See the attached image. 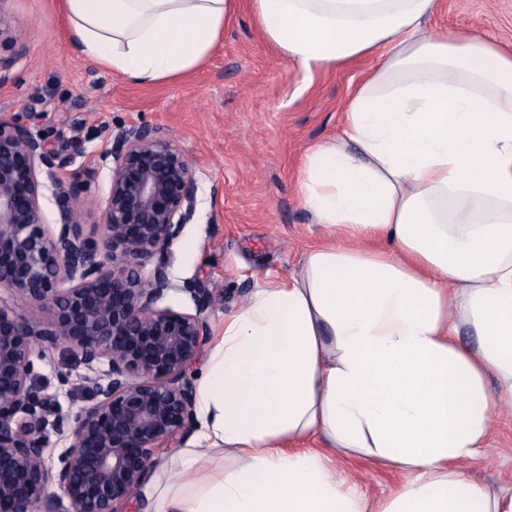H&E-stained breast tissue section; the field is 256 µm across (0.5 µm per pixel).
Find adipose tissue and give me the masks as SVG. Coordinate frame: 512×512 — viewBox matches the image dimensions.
Masks as SVG:
<instances>
[{
	"mask_svg": "<svg viewBox=\"0 0 512 512\" xmlns=\"http://www.w3.org/2000/svg\"><path fill=\"white\" fill-rule=\"evenodd\" d=\"M74 48L139 83L212 51L239 0H63ZM439 0H250L306 72L369 59L339 134L307 148L328 231L214 344L190 447L147 512H512L463 466L512 410V51L426 29ZM474 336V344L459 340ZM237 464L212 468L213 453ZM404 474L386 501L337 454Z\"/></svg>",
	"mask_w": 512,
	"mask_h": 512,
	"instance_id": "obj_1",
	"label": "adipose tissue"
}]
</instances>
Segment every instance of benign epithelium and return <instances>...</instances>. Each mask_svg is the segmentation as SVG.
<instances>
[{"instance_id":"benign-epithelium-1","label":"benign epithelium","mask_w":512,"mask_h":512,"mask_svg":"<svg viewBox=\"0 0 512 512\" xmlns=\"http://www.w3.org/2000/svg\"><path fill=\"white\" fill-rule=\"evenodd\" d=\"M66 163L27 126L0 117V512H44L50 489L69 512H118L135 497L161 446L192 434L186 376L209 333L211 291L186 283L193 313L159 308L175 288L167 264L196 213L197 182L182 151L149 124L112 132L99 155L108 191L102 236L87 235L73 204L83 180L54 184L58 228L40 203L41 173ZM49 305L41 323L13 301ZM67 344L93 372L90 405L53 407L35 372L38 344ZM69 446L49 462V434Z\"/></svg>"}]
</instances>
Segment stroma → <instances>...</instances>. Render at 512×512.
Instances as JSON below:
<instances>
[{
  "mask_svg": "<svg viewBox=\"0 0 512 512\" xmlns=\"http://www.w3.org/2000/svg\"><path fill=\"white\" fill-rule=\"evenodd\" d=\"M4 7L13 23L0 36V61L8 65L0 116L27 124L63 151L65 176L89 180V190L74 203L85 233H100L108 186L95 166L111 145L112 130L160 127L189 161L199 186L196 214L165 257L175 288L160 304L194 312V299L181 289L186 281L213 292L210 334L187 374L198 383L225 319L238 314L266 279L288 277L304 252L325 238L297 194L303 153L336 135L345 99L370 60L303 72L261 39L244 9L197 70L143 85L74 50L60 0H6ZM428 26L438 32L471 26L512 50V0H443ZM35 368L63 414L86 407L80 386L87 370L74 348L45 347ZM61 373L67 384L58 382ZM339 466L372 498H387L402 481L354 455ZM464 470L512 496V414L497 416L489 448Z\"/></svg>",
  "mask_w": 512,
  "mask_h": 512,
  "instance_id": "1",
  "label": "stroma"
}]
</instances>
